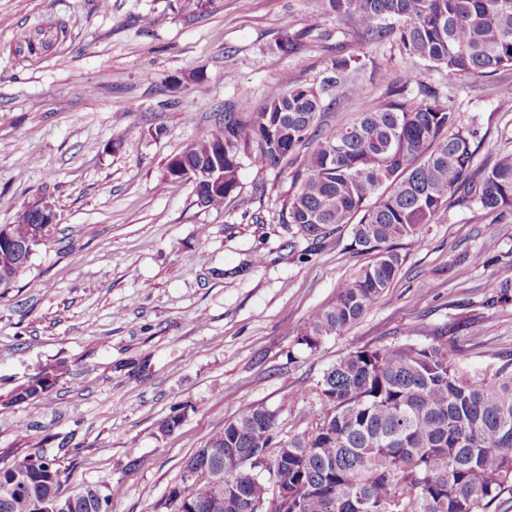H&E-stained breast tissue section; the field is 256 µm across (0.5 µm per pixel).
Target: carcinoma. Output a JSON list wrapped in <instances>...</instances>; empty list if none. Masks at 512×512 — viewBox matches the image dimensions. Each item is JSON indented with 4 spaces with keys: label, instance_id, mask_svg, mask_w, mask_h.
Listing matches in <instances>:
<instances>
[{
    "label": "carcinoma",
    "instance_id": "carcinoma-1",
    "mask_svg": "<svg viewBox=\"0 0 512 512\" xmlns=\"http://www.w3.org/2000/svg\"><path fill=\"white\" fill-rule=\"evenodd\" d=\"M366 43H395L409 62L385 91L371 94L358 55L336 56L316 84H295L240 119L224 122L171 157L199 168L224 149V184L195 186L200 205L224 204L239 186L242 160L260 168L297 164L280 221L314 241L349 228L351 245L373 254L313 310L297 338L308 354L339 336L371 308L400 272L396 244L416 242L452 206L475 205L488 215L512 210V150L491 166L472 169L474 131L459 123L448 97L429 86L416 65L444 69L466 82L512 68V0H314ZM364 101L353 119L327 132L331 105ZM38 228L20 212L13 222L24 241ZM485 263L465 255L457 276ZM466 322L453 321L428 344L410 340L362 347L330 366L319 382L322 417L315 428L274 441L275 414L243 407L209 437L187 465L205 484L171 490L174 512H489L512 492V356L469 372L448 351ZM47 379L15 389L8 404L34 401ZM274 448V455L269 449ZM249 460V466L242 462ZM288 495L268 498L258 471ZM57 458L28 455L0 468V512H99L107 498L98 483L59 494Z\"/></svg>",
    "mask_w": 512,
    "mask_h": 512
}]
</instances>
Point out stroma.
<instances>
[{
    "label": "stroma",
    "instance_id": "stroma-1",
    "mask_svg": "<svg viewBox=\"0 0 512 512\" xmlns=\"http://www.w3.org/2000/svg\"><path fill=\"white\" fill-rule=\"evenodd\" d=\"M313 0H0V224L48 198L46 245L0 288V467L39 452L60 458V492L104 484L112 512H169L186 460L246 405L276 414L288 441L315 424L318 383L365 346L430 342L453 320L460 363L512 354V213L490 223L454 207L418 242L370 310L315 354L297 343L309 313L370 259L349 231L321 243L280 223L291 174L243 164L233 199L201 206L166 163L224 117L248 116L292 83L319 82L335 55L364 56L366 81L405 66L392 43L367 45ZM47 47L29 53L27 39ZM296 48L285 53L284 39ZM428 82L475 129L474 169L512 149V108L497 85ZM205 261H197L198 252ZM483 252L463 277L452 265ZM63 366L40 399L6 405L45 369ZM180 426L159 427L171 415Z\"/></svg>",
    "mask_w": 512,
    "mask_h": 512
}]
</instances>
